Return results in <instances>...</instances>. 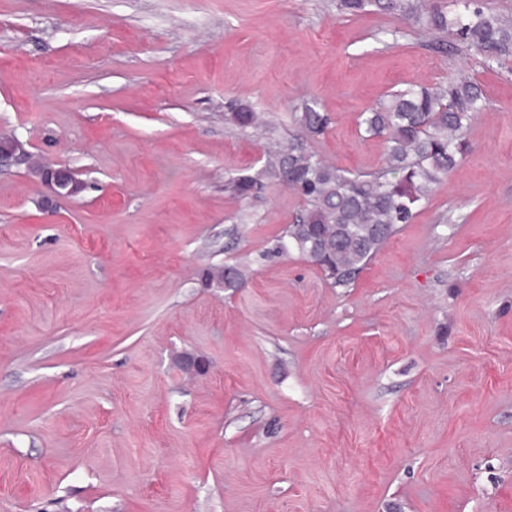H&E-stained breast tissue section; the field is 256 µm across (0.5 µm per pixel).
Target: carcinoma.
<instances>
[{
  "instance_id": "carcinoma-1",
  "label": "carcinoma",
  "mask_w": 512,
  "mask_h": 512,
  "mask_svg": "<svg viewBox=\"0 0 512 512\" xmlns=\"http://www.w3.org/2000/svg\"><path fill=\"white\" fill-rule=\"evenodd\" d=\"M345 16L366 11L397 14L418 35H431L437 49L448 40L487 54L500 65L512 61V15L488 7L485 0H462L455 14L426 6L424 0H337ZM486 105L482 86L471 77L445 85L395 91L361 114L359 125L370 137L384 139L386 166L373 173H351L325 163L310 143L324 133L329 117L307 104L297 123L299 133L288 146L268 154L264 170L230 180L242 199L257 196L274 180L294 190L304 206L277 240L273 252H298L306 259L321 255L318 268L337 285L349 283L396 233L410 223L417 204L428 197L443 175L453 171L466 152V134ZM224 119L252 127L257 113L240 109ZM247 280L236 265L205 268L201 281L233 289Z\"/></svg>"
}]
</instances>
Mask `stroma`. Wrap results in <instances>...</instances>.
<instances>
[{
  "label": "stroma",
  "mask_w": 512,
  "mask_h": 512,
  "mask_svg": "<svg viewBox=\"0 0 512 512\" xmlns=\"http://www.w3.org/2000/svg\"><path fill=\"white\" fill-rule=\"evenodd\" d=\"M406 27L336 0H0V132L85 184L49 213L0 162V512H512V69ZM452 75L487 107L413 221L344 286L272 255L301 199L230 177L309 100L315 153L376 171L361 113ZM225 264L245 284L205 287Z\"/></svg>",
  "instance_id": "stroma-1"
}]
</instances>
